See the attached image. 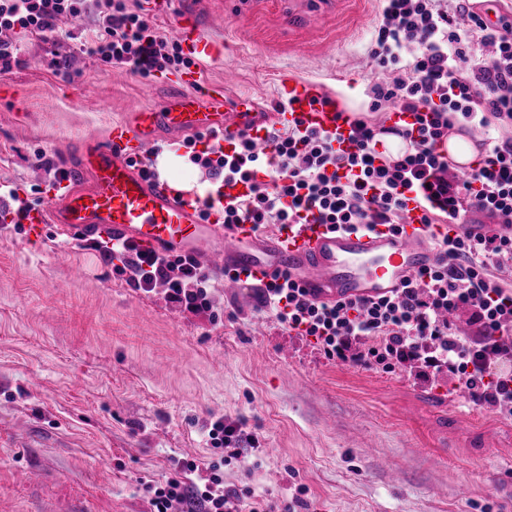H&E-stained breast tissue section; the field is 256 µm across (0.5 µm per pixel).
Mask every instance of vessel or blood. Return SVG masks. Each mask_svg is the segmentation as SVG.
Listing matches in <instances>:
<instances>
[{"mask_svg":"<svg viewBox=\"0 0 512 512\" xmlns=\"http://www.w3.org/2000/svg\"><path fill=\"white\" fill-rule=\"evenodd\" d=\"M181 37L188 55L224 53L193 29H183ZM176 82L184 91L162 110H140L114 121L104 137L69 155L66 180L27 213L25 223L52 224L80 238L104 233L161 255H190L208 268L235 270L236 278L225 282L234 289L269 281L275 271L285 270L309 297L324 301L389 294L409 273L433 263L435 253L412 217L396 233L382 225L371 233L336 231L311 219L261 238L248 224L225 227L220 208H204L201 196L178 188L174 178L143 172L137 160L145 143L167 133H204L228 151L244 134L257 147L265 145L264 120L250 111L248 101H240L236 112H205L202 100L223 99V88L211 87L200 97L188 91L193 73L179 74ZM280 98L277 123L323 130L335 135L336 147H350L355 114L345 96L332 94L321 82L298 79L282 83Z\"/></svg>","mask_w":512,"mask_h":512,"instance_id":"vessel-or-blood-1","label":"vessel or blood"}]
</instances>
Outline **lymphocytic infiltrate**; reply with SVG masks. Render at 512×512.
<instances>
[{
  "instance_id": "1",
  "label": "lymphocytic infiltrate",
  "mask_w": 512,
  "mask_h": 512,
  "mask_svg": "<svg viewBox=\"0 0 512 512\" xmlns=\"http://www.w3.org/2000/svg\"><path fill=\"white\" fill-rule=\"evenodd\" d=\"M79 16L95 29L86 51L105 64L145 77L193 64L152 23L142 0H0V72L18 59L15 34L59 42L67 37L62 22ZM369 56L370 104L356 121L354 150L336 149L323 131L273 125L266 153L248 138L230 155L216 142L190 138L185 146L228 227L284 229L312 216L336 229L396 231L414 209L425 228L451 224V232L431 238L434 264L390 295L317 300L290 273L277 272L256 285L257 308L284 329L314 337L329 359L389 371L416 360L458 375L473 403H512V374L498 364L512 358V289L499 280L512 273V14L489 26L474 0H382ZM377 112L411 118L401 128L409 150L382 164L373 152ZM470 128L486 130L485 146L469 172L448 177L440 146L449 132ZM238 182L243 195L225 194ZM475 213L484 221L473 229ZM83 247L116 265L136 291L162 292L193 315L216 307L212 276L195 258L102 238ZM461 308L471 312L473 338L452 332L448 316ZM231 462L178 459L175 477L144 488L153 512H169L176 500L184 512H288L249 487H225L223 468Z\"/></svg>"
}]
</instances>
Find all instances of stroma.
<instances>
[{
	"label": "stroma",
	"mask_w": 512,
	"mask_h": 512,
	"mask_svg": "<svg viewBox=\"0 0 512 512\" xmlns=\"http://www.w3.org/2000/svg\"><path fill=\"white\" fill-rule=\"evenodd\" d=\"M379 0H151L150 18L179 39V18L224 43L197 58L201 87L257 111L287 78L318 79L365 110L367 53ZM21 63L0 73V184L42 204L54 163L138 108L177 89L106 66L80 48L23 36ZM221 314H182L134 291L98 255L52 225L15 230L0 216V512H151L144 484L175 461L219 457L208 428L241 419L253 468H224L226 487L317 512H512V407L458 402L441 373L362 369L327 359L213 275ZM30 467L35 484L17 477Z\"/></svg>",
	"instance_id": "stroma-1"
}]
</instances>
